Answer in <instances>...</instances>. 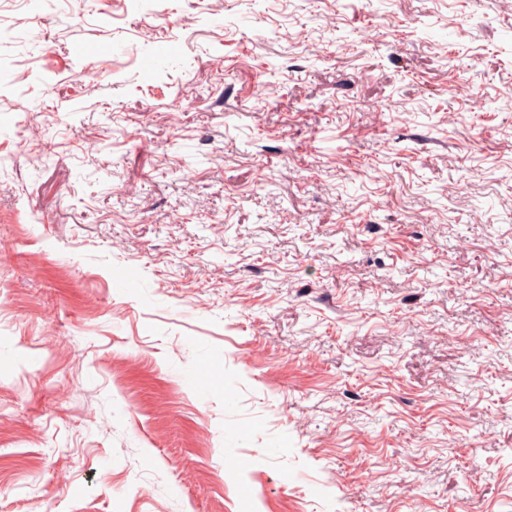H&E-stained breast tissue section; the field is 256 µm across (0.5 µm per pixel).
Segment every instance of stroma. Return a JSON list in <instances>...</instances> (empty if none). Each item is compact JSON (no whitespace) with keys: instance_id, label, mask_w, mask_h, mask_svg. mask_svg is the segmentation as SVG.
Returning <instances> with one entry per match:
<instances>
[{"instance_id":"1","label":"stroma","mask_w":512,"mask_h":512,"mask_svg":"<svg viewBox=\"0 0 512 512\" xmlns=\"http://www.w3.org/2000/svg\"><path fill=\"white\" fill-rule=\"evenodd\" d=\"M508 87L512 0H0V512H512Z\"/></svg>"}]
</instances>
